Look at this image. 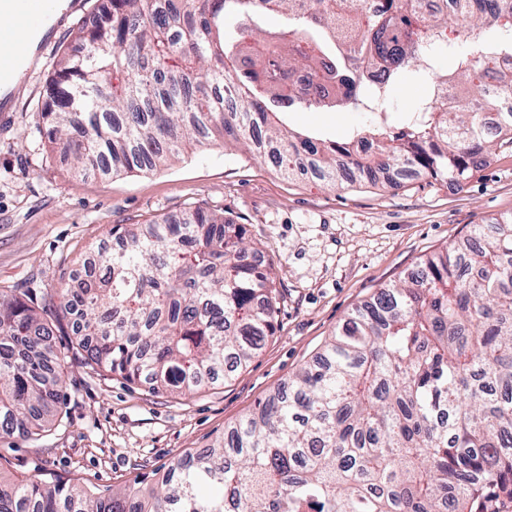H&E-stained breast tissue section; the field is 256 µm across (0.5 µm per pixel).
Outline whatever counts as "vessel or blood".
<instances>
[{"mask_svg": "<svg viewBox=\"0 0 512 512\" xmlns=\"http://www.w3.org/2000/svg\"><path fill=\"white\" fill-rule=\"evenodd\" d=\"M54 0H0V15L8 22L0 27V88L15 87L19 71L18 41L46 25Z\"/></svg>", "mask_w": 512, "mask_h": 512, "instance_id": "b4317fda", "label": "vessel or blood"}]
</instances>
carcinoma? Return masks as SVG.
<instances>
[{"instance_id": "1", "label": "carcinoma", "mask_w": 512, "mask_h": 512, "mask_svg": "<svg viewBox=\"0 0 512 512\" xmlns=\"http://www.w3.org/2000/svg\"><path fill=\"white\" fill-rule=\"evenodd\" d=\"M59 56L39 119L77 176L148 173L209 139L285 176L392 189L428 175L462 186L504 135L512 144V0H452L416 27L423 0H111ZM284 17L266 31V13ZM461 17L474 37L447 31ZM436 45L429 55L420 42ZM454 68L440 72L439 52ZM313 77L304 89L293 74ZM411 73L432 91L396 128L349 142L288 129L295 109L383 112ZM370 143L360 153L356 146ZM92 279L60 278L55 322L78 317L98 368L177 395L229 381L279 310L272 267L243 225L204 206L118 224ZM15 288L0 290V438L54 422L68 355ZM97 496L72 478L0 481V512H498L512 498V217L476 224L356 308L287 385L205 454L174 460L148 494Z\"/></svg>"}]
</instances>
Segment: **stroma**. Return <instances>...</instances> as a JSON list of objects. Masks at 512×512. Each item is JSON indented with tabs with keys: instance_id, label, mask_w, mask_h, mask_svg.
<instances>
[{
	"instance_id": "obj_1",
	"label": "stroma",
	"mask_w": 512,
	"mask_h": 512,
	"mask_svg": "<svg viewBox=\"0 0 512 512\" xmlns=\"http://www.w3.org/2000/svg\"><path fill=\"white\" fill-rule=\"evenodd\" d=\"M93 0L64 12L13 96L14 122L0 127V289L27 288L53 319L45 295L61 272L109 243L117 224H143L197 205L229 213L261 244L281 294L274 335L234 379L189 396L134 385L91 367L70 327L53 339L68 354L57 420L30 439H0V479L52 473L93 493L164 472L189 449L207 448L311 361L356 307L415 271L421 258L463 239L473 225L512 215V145L492 150L463 188L422 177L393 190L365 181L331 187L290 179L233 144H213L134 176L74 178L38 123L57 51L88 24ZM364 110L293 111L290 127L348 137L371 124Z\"/></svg>"
}]
</instances>
